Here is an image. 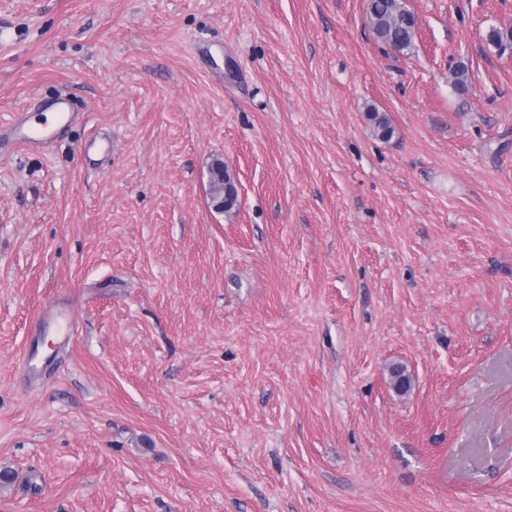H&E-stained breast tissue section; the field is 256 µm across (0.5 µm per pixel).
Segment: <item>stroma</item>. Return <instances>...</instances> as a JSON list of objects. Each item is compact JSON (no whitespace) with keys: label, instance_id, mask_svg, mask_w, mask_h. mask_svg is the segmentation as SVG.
I'll list each match as a JSON object with an SVG mask.
<instances>
[{"label":"stroma","instance_id":"obj_1","mask_svg":"<svg viewBox=\"0 0 512 512\" xmlns=\"http://www.w3.org/2000/svg\"><path fill=\"white\" fill-rule=\"evenodd\" d=\"M368 3L0 0V512H512V0ZM368 10L377 39L401 54L413 48L417 19L403 0H370ZM41 113L19 112L7 127L0 126V150L8 145L41 150L54 143L60 132L78 121L81 113L74 112L70 98L57 94L41 107ZM47 114H50L48 119ZM46 319L53 323L56 333L59 336H63L65 342H68L77 334V323L73 320L71 312L67 309H51L47 314L39 318L36 325L41 324Z\"/></svg>","mask_w":512,"mask_h":512}]
</instances>
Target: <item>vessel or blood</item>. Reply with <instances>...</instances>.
Instances as JSON below:
<instances>
[{"label":"vessel or blood","mask_w":512,"mask_h":512,"mask_svg":"<svg viewBox=\"0 0 512 512\" xmlns=\"http://www.w3.org/2000/svg\"><path fill=\"white\" fill-rule=\"evenodd\" d=\"M79 118L80 115L74 112L69 97L64 94L56 95L42 105L40 113L19 112L8 126H0V150L9 145L29 150L44 149L57 140L64 128ZM46 318L64 339H71L78 331L69 310L59 308L49 311Z\"/></svg>","instance_id":"1"}]
</instances>
